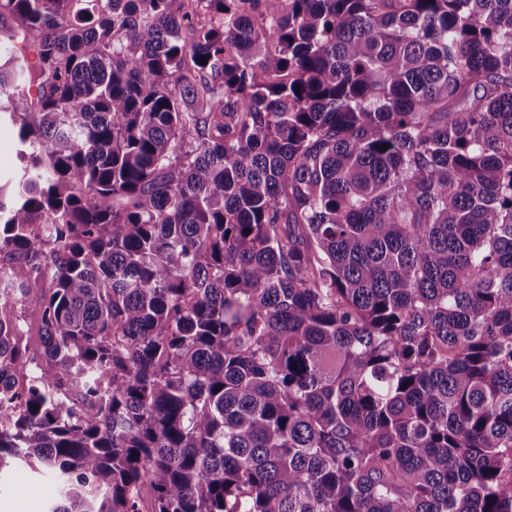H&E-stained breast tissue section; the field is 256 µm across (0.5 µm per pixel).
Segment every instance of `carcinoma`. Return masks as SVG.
<instances>
[{
    "label": "carcinoma",
    "mask_w": 512,
    "mask_h": 512,
    "mask_svg": "<svg viewBox=\"0 0 512 512\" xmlns=\"http://www.w3.org/2000/svg\"><path fill=\"white\" fill-rule=\"evenodd\" d=\"M0 49V474L512 512V0H0ZM18 127L10 121L0 122V180L14 183L20 173ZM39 305L36 300H28L17 305L16 312L20 316V324L25 330L24 341H28L30 352L37 354L41 350L39 336Z\"/></svg>",
    "instance_id": "cac0c4a2"
}]
</instances>
